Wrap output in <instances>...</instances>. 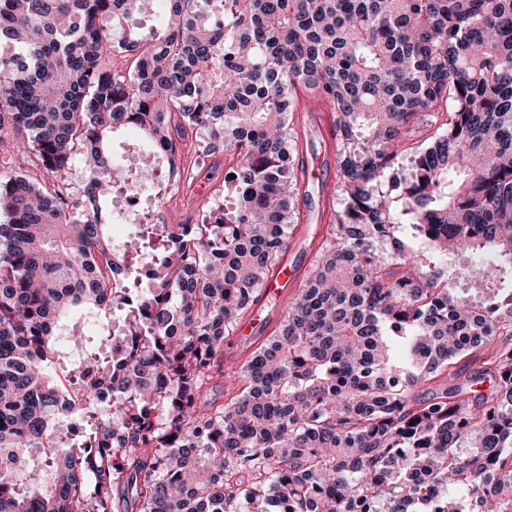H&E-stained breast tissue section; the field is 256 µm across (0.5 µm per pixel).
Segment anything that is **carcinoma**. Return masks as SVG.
Listing matches in <instances>:
<instances>
[{
	"label": "carcinoma",
	"instance_id": "cac0c4a2",
	"mask_svg": "<svg viewBox=\"0 0 512 512\" xmlns=\"http://www.w3.org/2000/svg\"><path fill=\"white\" fill-rule=\"evenodd\" d=\"M143 6L0 0V128L60 182L0 185V512H512V0H163L147 33ZM309 99L333 113L341 207L226 374L288 245ZM121 128L156 204L191 131L192 168L230 161L224 202L193 224L155 209L113 246ZM90 315L100 345L63 383Z\"/></svg>",
	"mask_w": 512,
	"mask_h": 512
}]
</instances>
